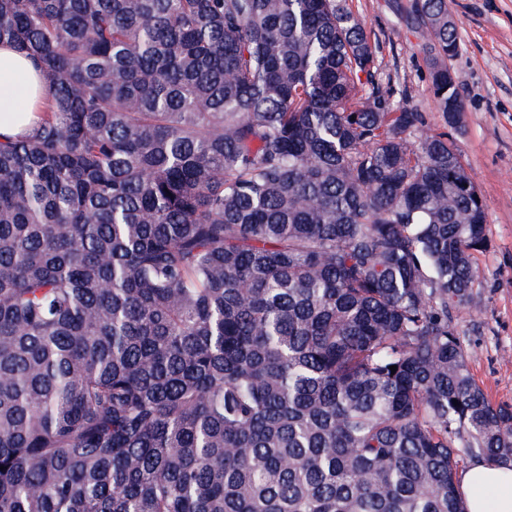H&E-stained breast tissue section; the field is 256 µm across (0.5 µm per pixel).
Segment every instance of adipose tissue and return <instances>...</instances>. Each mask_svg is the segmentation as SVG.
<instances>
[{
    "mask_svg": "<svg viewBox=\"0 0 512 512\" xmlns=\"http://www.w3.org/2000/svg\"><path fill=\"white\" fill-rule=\"evenodd\" d=\"M38 73L33 62L9 47L0 48V136L14 137L32 128L20 122L18 108L33 109L31 81ZM466 512H512V469L492 460L471 465L458 479Z\"/></svg>",
    "mask_w": 512,
    "mask_h": 512,
    "instance_id": "obj_1",
    "label": "adipose tissue"
}]
</instances>
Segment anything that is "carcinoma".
Segmentation results:
<instances>
[{
    "mask_svg": "<svg viewBox=\"0 0 512 512\" xmlns=\"http://www.w3.org/2000/svg\"><path fill=\"white\" fill-rule=\"evenodd\" d=\"M352 0H0L53 89L0 140V512H465L485 204ZM397 366L391 372V366Z\"/></svg>",
    "mask_w": 512,
    "mask_h": 512,
    "instance_id": "obj_1",
    "label": "carcinoma"
}]
</instances>
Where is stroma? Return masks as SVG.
Masks as SVG:
<instances>
[{
    "instance_id": "stroma-1",
    "label": "stroma",
    "mask_w": 512,
    "mask_h": 512,
    "mask_svg": "<svg viewBox=\"0 0 512 512\" xmlns=\"http://www.w3.org/2000/svg\"><path fill=\"white\" fill-rule=\"evenodd\" d=\"M408 0H353L371 30L381 82L440 120L420 51L402 18ZM459 52L450 62L462 101L457 147L485 203L489 248L478 256V308L456 312L470 369L491 400L512 406V0H448Z\"/></svg>"
}]
</instances>
